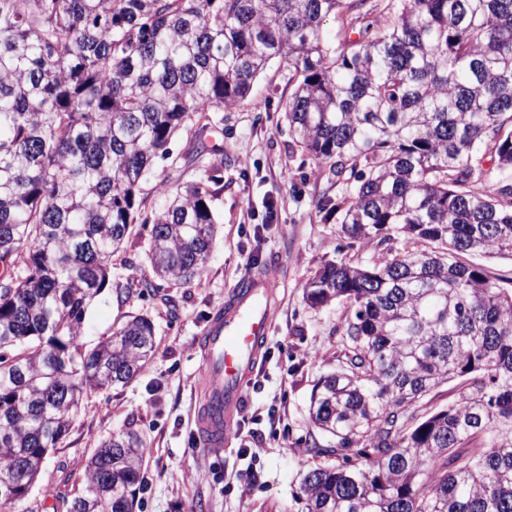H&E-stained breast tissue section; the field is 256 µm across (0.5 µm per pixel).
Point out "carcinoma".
<instances>
[{"mask_svg": "<svg viewBox=\"0 0 512 512\" xmlns=\"http://www.w3.org/2000/svg\"><path fill=\"white\" fill-rule=\"evenodd\" d=\"M367 2L0 0V505L87 392L146 367L143 317L80 350L88 308L173 137L239 106L278 58L297 75L293 139L354 179L339 232L379 250L304 286L351 317L310 397L336 447L309 452L336 461L302 475L298 512H512V288L466 260H512V0H386L380 21ZM336 14L357 38L331 40ZM212 197L200 182L143 220L158 277L203 272ZM449 381L454 398L420 414ZM144 452L131 431L103 441L66 512H134Z\"/></svg>", "mask_w": 512, "mask_h": 512, "instance_id": "obj_1", "label": "carcinoma"}]
</instances>
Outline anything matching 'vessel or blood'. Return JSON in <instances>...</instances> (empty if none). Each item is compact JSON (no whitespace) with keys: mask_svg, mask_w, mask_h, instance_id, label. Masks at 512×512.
<instances>
[{"mask_svg":"<svg viewBox=\"0 0 512 512\" xmlns=\"http://www.w3.org/2000/svg\"><path fill=\"white\" fill-rule=\"evenodd\" d=\"M276 282L246 275L209 321L200 338L203 363L195 424L205 448L223 450L247 403V386L262 363L276 308Z\"/></svg>","mask_w":512,"mask_h":512,"instance_id":"vessel-or-blood-1","label":"vessel or blood"}]
</instances>
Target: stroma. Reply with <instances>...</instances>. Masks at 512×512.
<instances>
[{
	"instance_id": "35a3bbf8",
	"label": "stroma",
	"mask_w": 512,
	"mask_h": 512,
	"mask_svg": "<svg viewBox=\"0 0 512 512\" xmlns=\"http://www.w3.org/2000/svg\"><path fill=\"white\" fill-rule=\"evenodd\" d=\"M294 73L272 60L237 108L189 121L167 159L157 160L138 202L150 214L163 194L219 175L213 208L220 225L206 270L182 283L157 279L147 259L151 227L136 223L112 257L111 284L90 306L80 342L91 349L130 317L154 325L156 353L124 386L85 395L68 435L48 455L26 496L7 512H64L85 487L86 460L112 434L134 431L147 445L135 512H298L303 472L330 440L312 424L310 394L343 347L350 310L314 308L304 286L328 260L375 261L370 244L347 239L325 209L345 192L298 146L285 118ZM207 151L188 162L196 138ZM278 280L277 308L263 362L247 392L249 432L222 454L194 436L197 341L225 294L248 273Z\"/></svg>"
}]
</instances>
